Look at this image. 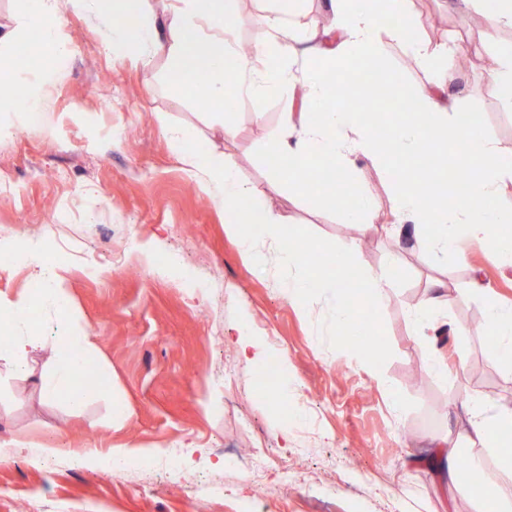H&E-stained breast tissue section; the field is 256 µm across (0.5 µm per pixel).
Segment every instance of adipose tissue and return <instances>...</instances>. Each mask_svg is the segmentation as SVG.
<instances>
[{
    "label": "adipose tissue",
    "mask_w": 512,
    "mask_h": 512,
    "mask_svg": "<svg viewBox=\"0 0 512 512\" xmlns=\"http://www.w3.org/2000/svg\"><path fill=\"white\" fill-rule=\"evenodd\" d=\"M275 2L276 9L257 17L252 51L244 55L231 44L239 21V0H176L160 21L150 14V0H112V11L121 21L113 26L112 39L103 49L112 55L129 49L145 62L161 47L162 34H169L176 58L172 85L220 113L227 110L224 100L230 91L238 96H269L302 86L303 112L295 118L284 115L280 132L268 145L269 152L281 161L270 187L309 199L313 186L330 176L356 201L355 208H340L344 224L372 223L371 201L355 177V156L381 163L389 157L425 155L434 146L453 147L460 170L453 189L429 195L421 192L415 168L393 184L397 222L392 233L412 239L417 251L458 257L464 254L459 242L464 235L484 244L496 263L512 266V239L502 234L503 227L512 224V209L496 203L502 183L512 179V166L506 163L512 148L473 135L459 121L447 93L453 53L447 45L414 38L409 23L412 0H333L332 24L323 29L319 42L306 48V61L297 69L290 63L288 45L276 34L286 19L298 16L300 0ZM60 11V0H23L12 28L0 34V87L23 88L22 107L29 118L40 113L56 61L68 51ZM385 15L395 19L386 30L380 26ZM389 43L409 49L418 66L429 73L427 84L410 87L387 69L384 50ZM367 64L388 95L416 104L415 113L389 123L381 136L357 113L335 102V93L345 85L349 72ZM425 224L438 226V235L422 233ZM22 253L42 278L41 303L66 318L65 282L49 264L44 248L30 245ZM464 294L461 288L446 293L444 283L434 282L412 314V332L435 371L443 369L435 345L440 311ZM485 323L490 351L512 367V307L487 299ZM91 349L85 334L72 331L65 336L41 379V393L47 401L63 400L78 410L100 397L99 388L76 384L90 361ZM466 416L465 438L477 445V458L492 460L503 476L511 477L512 441L504 438L503 431L512 427V409L475 393L467 400Z\"/></svg>",
    "instance_id": "1"
}]
</instances>
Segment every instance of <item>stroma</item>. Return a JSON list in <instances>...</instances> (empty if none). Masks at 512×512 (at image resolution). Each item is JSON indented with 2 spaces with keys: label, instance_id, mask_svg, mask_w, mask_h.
<instances>
[{
  "label": "stroma",
  "instance_id": "1",
  "mask_svg": "<svg viewBox=\"0 0 512 512\" xmlns=\"http://www.w3.org/2000/svg\"><path fill=\"white\" fill-rule=\"evenodd\" d=\"M61 22L70 51L40 119L0 141V240L46 247L67 286L68 319L88 334L95 381L106 393L78 412L42 399L61 331L57 316L34 302L44 348L31 373L14 375L0 361V512H474L467 487H447L431 469L430 442L459 443L458 415L472 393L512 405V369L491 355L478 328L486 298L512 305V269L496 267L478 243L464 259L439 260L393 238L397 175L387 164L355 161L374 205L366 229L340 223L319 202L271 191L279 160L267 144L283 113L300 112V93L240 99L228 140L209 108L169 84V51L116 62L103 51L112 15L66 5ZM411 22L420 39L450 37L469 55L448 89L457 112L479 114L488 138L512 146V108L489 91L486 65L512 49V28L490 32L480 0L465 10L458 0H412ZM173 124L191 128L207 154L233 155L240 180L284 224L335 243L358 240L363 269L409 273L380 308L393 351L382 369L328 343L318 329L327 301H289L275 242L260 241L266 265L254 270L225 230L229 212L170 149ZM142 242L153 243L156 259L176 260L177 275L153 273ZM435 281L485 289L448 310L449 325L470 333L446 335L444 377L411 330V312ZM241 336L263 344L262 361L244 359ZM120 407L128 419L114 417ZM34 448L50 451L36 465ZM79 448L102 458L113 448L153 456L114 475L81 462ZM257 448L258 476L228 460ZM290 472L296 482L287 481Z\"/></svg>",
  "mask_w": 512,
  "mask_h": 512
}]
</instances>
